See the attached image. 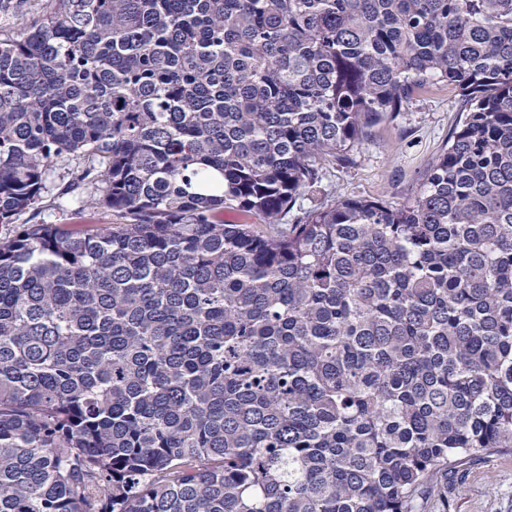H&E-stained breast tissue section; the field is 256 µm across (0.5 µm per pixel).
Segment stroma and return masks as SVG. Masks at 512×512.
I'll list each match as a JSON object with an SVG mask.
<instances>
[{"instance_id": "obj_1", "label": "stroma", "mask_w": 512, "mask_h": 512, "mask_svg": "<svg viewBox=\"0 0 512 512\" xmlns=\"http://www.w3.org/2000/svg\"><path fill=\"white\" fill-rule=\"evenodd\" d=\"M463 110V100L453 87L420 93L393 121L374 127L347 161H324L318 190L300 196L284 223H297L321 203L348 198L402 204L445 148ZM63 186L61 175L51 173L40 208L22 212L18 223L74 224L82 219L104 226L116 223L112 210L104 207L76 215L71 196L61 193ZM423 512H512V452L475 459L466 471L449 475L447 506L431 502Z\"/></svg>"}]
</instances>
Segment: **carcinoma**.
<instances>
[{"instance_id":"obj_1","label":"carcinoma","mask_w":512,"mask_h":512,"mask_svg":"<svg viewBox=\"0 0 512 512\" xmlns=\"http://www.w3.org/2000/svg\"><path fill=\"white\" fill-rule=\"evenodd\" d=\"M441 84L408 201L280 223ZM60 166L121 223H15ZM0 226V512H417L512 450V0H0Z\"/></svg>"}]
</instances>
